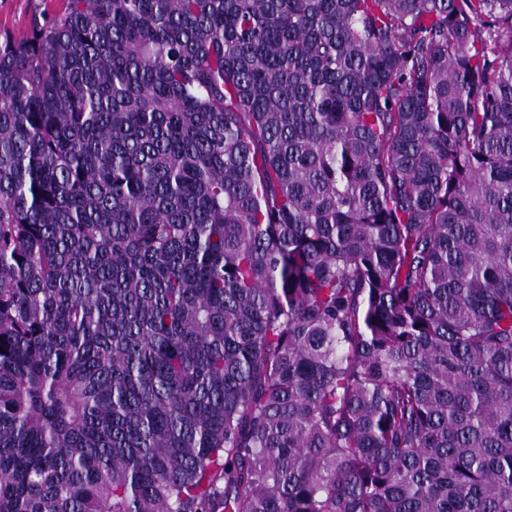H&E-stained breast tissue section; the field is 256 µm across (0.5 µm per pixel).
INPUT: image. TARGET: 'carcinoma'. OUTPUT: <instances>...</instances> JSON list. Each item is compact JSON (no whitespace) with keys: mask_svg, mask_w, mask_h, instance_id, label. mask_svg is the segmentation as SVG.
<instances>
[{"mask_svg":"<svg viewBox=\"0 0 512 512\" xmlns=\"http://www.w3.org/2000/svg\"><path fill=\"white\" fill-rule=\"evenodd\" d=\"M0 347V512H512V0L0 32Z\"/></svg>","mask_w":512,"mask_h":512,"instance_id":"1","label":"carcinoma"}]
</instances>
